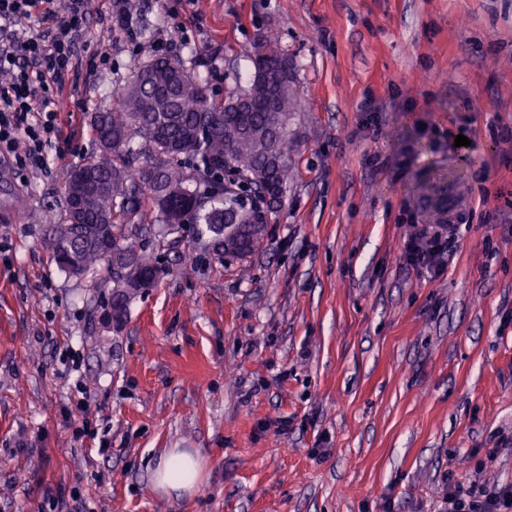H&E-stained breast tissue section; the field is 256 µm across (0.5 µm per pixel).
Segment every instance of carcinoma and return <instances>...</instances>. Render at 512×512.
<instances>
[{
	"instance_id": "carcinoma-1",
	"label": "carcinoma",
	"mask_w": 512,
	"mask_h": 512,
	"mask_svg": "<svg viewBox=\"0 0 512 512\" xmlns=\"http://www.w3.org/2000/svg\"><path fill=\"white\" fill-rule=\"evenodd\" d=\"M249 85L217 103L193 72V59L156 54L136 68L111 108L91 125L102 157L70 170L98 184L83 218L63 201L62 221L48 229L57 268L71 276L106 266L112 312L128 315L143 274L152 287L167 274L165 248L189 225L209 234L218 260H243L262 243L281 210L292 168L288 123L298 103L288 59L266 37L255 43ZM178 83L165 80L169 71ZM437 206L448 200V177L430 180Z\"/></svg>"
}]
</instances>
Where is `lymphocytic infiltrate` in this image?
Listing matches in <instances>:
<instances>
[{
  "instance_id": "f902f5d3",
  "label": "lymphocytic infiltrate",
  "mask_w": 512,
  "mask_h": 512,
  "mask_svg": "<svg viewBox=\"0 0 512 512\" xmlns=\"http://www.w3.org/2000/svg\"><path fill=\"white\" fill-rule=\"evenodd\" d=\"M0 0V166L44 167L49 153L63 155L71 142L58 120V96L77 89L82 74L106 64L108 52L82 59L91 0ZM451 237L447 226L409 239L406 260L439 273ZM448 512H512V483L482 490L457 488Z\"/></svg>"
}]
</instances>
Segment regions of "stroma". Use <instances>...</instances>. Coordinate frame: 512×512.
Here are the masks:
<instances>
[{
  "instance_id": "35a3bbf8",
  "label": "stroma",
  "mask_w": 512,
  "mask_h": 512,
  "mask_svg": "<svg viewBox=\"0 0 512 512\" xmlns=\"http://www.w3.org/2000/svg\"><path fill=\"white\" fill-rule=\"evenodd\" d=\"M130 6L136 37L62 95L70 152L0 169V512H442L453 485L512 482V0ZM271 32L301 107L277 222L243 260L186 231L196 263L166 253L104 322L106 273L69 276L44 244L98 153L91 113L159 39L222 100ZM460 207L443 274L408 264L409 237ZM171 448L205 460L192 493L154 488Z\"/></svg>"
}]
</instances>
